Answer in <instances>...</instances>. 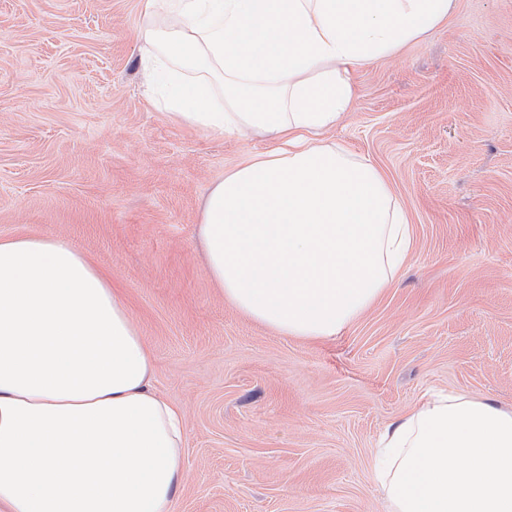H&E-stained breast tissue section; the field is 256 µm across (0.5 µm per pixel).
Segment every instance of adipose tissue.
Listing matches in <instances>:
<instances>
[{"mask_svg": "<svg viewBox=\"0 0 512 512\" xmlns=\"http://www.w3.org/2000/svg\"><path fill=\"white\" fill-rule=\"evenodd\" d=\"M455 0H141L143 69L173 120L273 149L211 190L200 236L224 298L282 336L327 338L408 259L382 172L323 143L354 75ZM112 282L66 240H0V512H174L181 408ZM390 512H512V411L437 392L387 426Z\"/></svg>", "mask_w": 512, "mask_h": 512, "instance_id": "1", "label": "adipose tissue"}]
</instances>
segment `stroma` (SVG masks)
I'll use <instances>...</instances> for the list:
<instances>
[{"instance_id":"35a3bbf8","label":"stroma","mask_w":512,"mask_h":512,"mask_svg":"<svg viewBox=\"0 0 512 512\" xmlns=\"http://www.w3.org/2000/svg\"><path fill=\"white\" fill-rule=\"evenodd\" d=\"M140 0H0V238L59 237L112 280L186 424L174 512H389L377 441L429 391L512 409V0L362 67L325 139L386 176L411 255L325 339L224 301L199 226L269 139L145 92Z\"/></svg>"}]
</instances>
